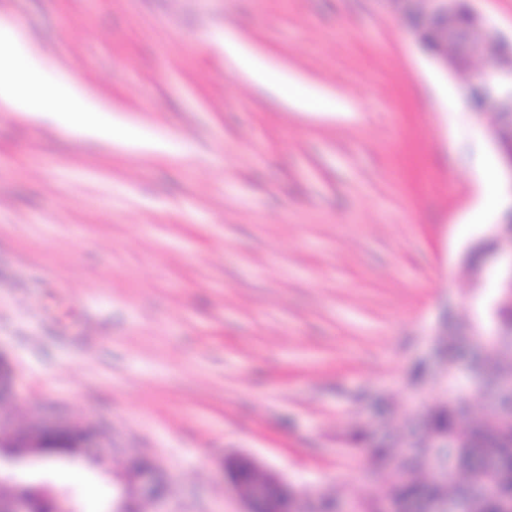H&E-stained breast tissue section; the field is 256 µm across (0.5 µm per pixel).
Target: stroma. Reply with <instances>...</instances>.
Wrapping results in <instances>:
<instances>
[{
	"mask_svg": "<svg viewBox=\"0 0 512 512\" xmlns=\"http://www.w3.org/2000/svg\"><path fill=\"white\" fill-rule=\"evenodd\" d=\"M165 156L87 143L0 105V351L18 427L95 423L97 454L0 473L110 512L131 453L162 466L168 512H244L224 460L252 457L339 501L373 490L361 434L445 311L482 303L465 254L498 220V160L460 76L386 0H0ZM243 48L349 111L257 85Z\"/></svg>",
	"mask_w": 512,
	"mask_h": 512,
	"instance_id": "1",
	"label": "stroma"
}]
</instances>
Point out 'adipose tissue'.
<instances>
[{
	"label": "adipose tissue",
	"instance_id": "obj_1",
	"mask_svg": "<svg viewBox=\"0 0 512 512\" xmlns=\"http://www.w3.org/2000/svg\"><path fill=\"white\" fill-rule=\"evenodd\" d=\"M0 103L26 116H47L87 141L111 143L127 152L169 153L170 138L144 135L113 115L111 105L83 82L57 70L0 18Z\"/></svg>",
	"mask_w": 512,
	"mask_h": 512
}]
</instances>
